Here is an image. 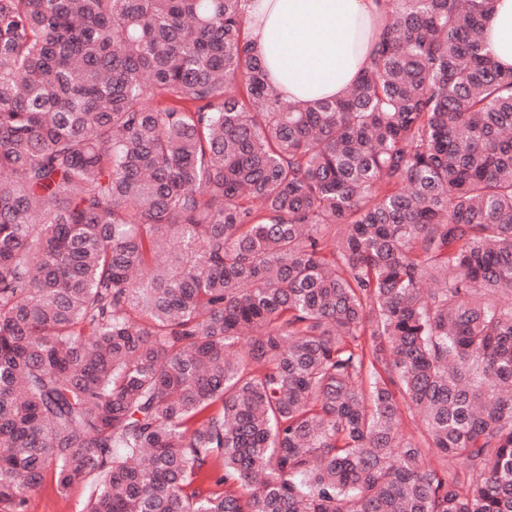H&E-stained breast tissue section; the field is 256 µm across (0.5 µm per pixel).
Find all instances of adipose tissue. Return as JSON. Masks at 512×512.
Returning <instances> with one entry per match:
<instances>
[{
  "instance_id": "obj_1",
  "label": "adipose tissue",
  "mask_w": 512,
  "mask_h": 512,
  "mask_svg": "<svg viewBox=\"0 0 512 512\" xmlns=\"http://www.w3.org/2000/svg\"><path fill=\"white\" fill-rule=\"evenodd\" d=\"M386 17L385 0H253L247 30L281 90L316 101L357 79ZM485 34L493 54L512 64V0H497Z\"/></svg>"
}]
</instances>
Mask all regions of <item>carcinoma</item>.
Masks as SVG:
<instances>
[{"label": "carcinoma", "mask_w": 512, "mask_h": 512, "mask_svg": "<svg viewBox=\"0 0 512 512\" xmlns=\"http://www.w3.org/2000/svg\"><path fill=\"white\" fill-rule=\"evenodd\" d=\"M249 2L0 0V512H512L496 0L311 103ZM87 498V480L73 482L64 493L48 481L31 493L29 512H82Z\"/></svg>", "instance_id": "1"}]
</instances>
